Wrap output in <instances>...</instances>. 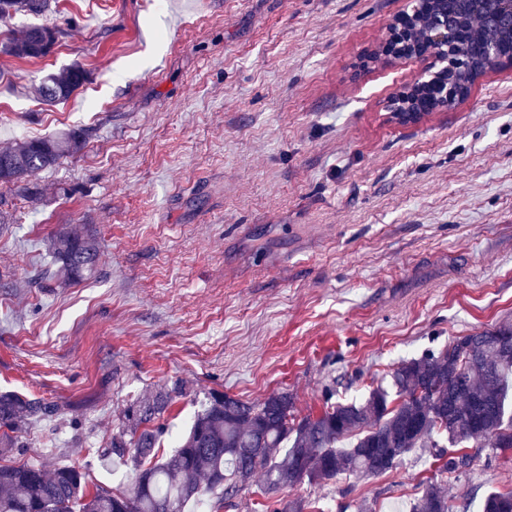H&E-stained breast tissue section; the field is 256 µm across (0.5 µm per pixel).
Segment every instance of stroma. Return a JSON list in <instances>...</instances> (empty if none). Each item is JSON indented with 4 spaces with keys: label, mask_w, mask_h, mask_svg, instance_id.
I'll use <instances>...</instances> for the list:
<instances>
[{
    "label": "stroma",
    "mask_w": 512,
    "mask_h": 512,
    "mask_svg": "<svg viewBox=\"0 0 512 512\" xmlns=\"http://www.w3.org/2000/svg\"><path fill=\"white\" fill-rule=\"evenodd\" d=\"M406 0H58L0 22L58 29L40 59L0 54V147L76 128L84 149L0 186V391L56 405L25 461L88 465L123 410L180 381L170 454L218 390L277 391L296 416L366 395L399 361L512 325V65L454 108L394 118L388 97L432 59L385 53ZM78 62L87 83L47 106L33 88ZM97 238L91 278H46L44 241ZM412 453L374 477L265 493L263 476L189 512H410L426 482L480 512L512 490V452L470 473Z\"/></svg>",
    "instance_id": "stroma-1"
}]
</instances>
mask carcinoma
I'll return each instance as SVG.
<instances>
[{"instance_id":"1","label":"carcinoma","mask_w":512,"mask_h":512,"mask_svg":"<svg viewBox=\"0 0 512 512\" xmlns=\"http://www.w3.org/2000/svg\"><path fill=\"white\" fill-rule=\"evenodd\" d=\"M51 0H0V20L42 15ZM429 18L412 21L407 50L421 53L419 36ZM58 30L29 26L0 42L7 56L40 58L50 51ZM471 47L452 48L442 83H462L464 69L483 68ZM88 80L73 64L46 75L37 88L41 101L62 102ZM85 135L70 130L23 140L0 148V185L30 191L29 178L81 151ZM46 251L63 282H77L97 269L100 250L94 236L66 227L46 241ZM512 326L459 336L445 348L399 362L389 379L358 401L334 402L317 416H295L287 391L253 403L213 392L169 455L158 452L166 430L160 420L173 400L184 395L179 384L163 387L130 406L112 433L102 465L125 466L134 476L130 493L89 486L87 473L59 463L48 473L19 462V436L30 424L49 421L59 410L17 392H0V512H185L202 493L217 501L248 485L264 472L268 490L318 483L340 475L377 476L396 467L418 448H435L440 472L464 474L475 456L468 448L512 451ZM355 442L348 448L337 443ZM450 451H443L444 447ZM411 512H453L450 497L429 482ZM481 512H512V490L488 492Z\"/></svg>"}]
</instances>
